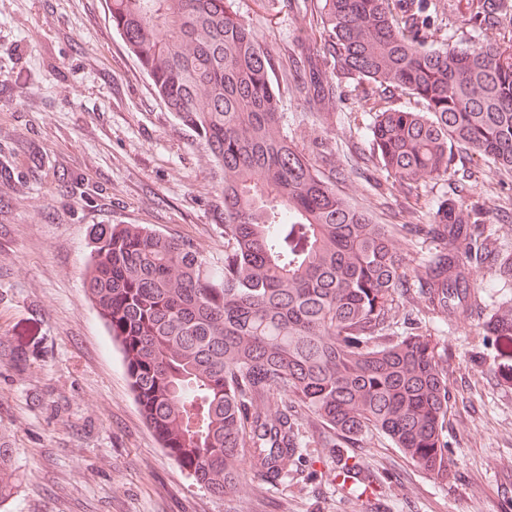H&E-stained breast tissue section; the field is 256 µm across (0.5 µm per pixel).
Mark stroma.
I'll return each mask as SVG.
<instances>
[{
	"mask_svg": "<svg viewBox=\"0 0 512 512\" xmlns=\"http://www.w3.org/2000/svg\"><path fill=\"white\" fill-rule=\"evenodd\" d=\"M315 2L232 3L277 62L289 138L375 223H405L412 210L428 221L446 198L479 202L486 232L512 250V170L459 149L447 178L406 189L370 162L375 112L415 107L413 98L367 99L348 86L334 125L312 126L288 58L300 37L323 47L321 29L300 18ZM21 142L42 165L17 152ZM0 149L15 152L14 176L0 182V446L20 481L9 512H512V379L483 326L488 313L512 312V284L494 287L490 268L470 274L479 311L432 319L405 303L448 367L447 482L369 434L346 451L374 489L356 497L336 477L332 431L310 420L287 477L269 483L250 470L222 497L163 451L83 287L93 224H147L224 253V174L156 97L104 0H0ZM16 346L34 352L26 367L9 360Z\"/></svg>",
	"mask_w": 512,
	"mask_h": 512,
	"instance_id": "stroma-1",
	"label": "stroma"
}]
</instances>
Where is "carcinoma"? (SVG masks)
<instances>
[{
	"label": "carcinoma",
	"mask_w": 512,
	"mask_h": 512,
	"mask_svg": "<svg viewBox=\"0 0 512 512\" xmlns=\"http://www.w3.org/2000/svg\"><path fill=\"white\" fill-rule=\"evenodd\" d=\"M115 30L166 109L194 129L224 172V257L143 224H94L85 288L106 320L135 402L166 453L199 486L235 491L244 452L270 482L300 456L302 421L340 448L386 437L448 480V373L432 336L397 333L409 273L429 311L473 308L465 268L512 252L478 231L484 208L450 201L426 224H376L288 140L274 58L231 0H105ZM445 0H320L310 25L326 54L298 51L300 92L319 125L336 90L365 83L422 109L375 113L371 146L385 179L448 175L455 145L512 169V0H477L473 29L502 41L446 38ZM431 240L419 263L396 237ZM484 326L512 344V315ZM18 488L0 448V505Z\"/></svg>",
	"instance_id": "obj_1"
}]
</instances>
